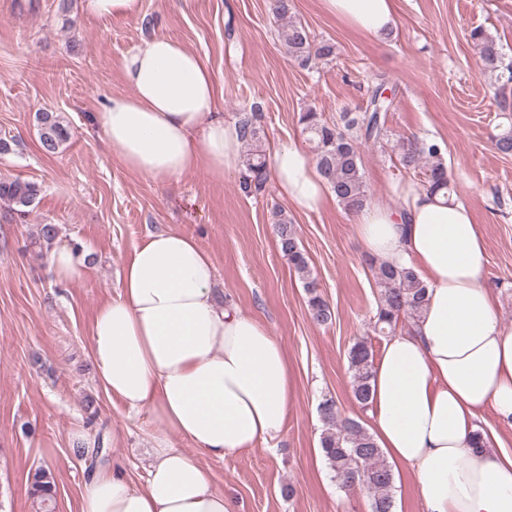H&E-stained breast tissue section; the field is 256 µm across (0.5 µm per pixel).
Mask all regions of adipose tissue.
<instances>
[{
	"label": "adipose tissue",
	"instance_id": "obj_1",
	"mask_svg": "<svg viewBox=\"0 0 512 512\" xmlns=\"http://www.w3.org/2000/svg\"><path fill=\"white\" fill-rule=\"evenodd\" d=\"M363 33L395 26L393 0H322ZM126 95L93 124L110 157L160 185L234 168L239 126L216 110L214 76L177 40L156 36L121 64ZM269 178L293 209L331 199L307 151L282 143ZM401 206L371 204L354 231L377 261L411 266L428 286L419 319L383 344L374 363L370 431L389 462L414 475L426 512H512V454L481 434L485 410L512 425V330L485 282L487 254L469 208L408 187ZM215 266L196 238L147 232L125 262L116 296L96 311L89 351L104 391L154 426L144 486L120 466L92 473L80 512H233L202 457L228 458L278 438L297 388L284 350L257 317L217 297ZM189 441L194 454L174 447Z\"/></svg>",
	"mask_w": 512,
	"mask_h": 512
}]
</instances>
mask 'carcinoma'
Here are the masks:
<instances>
[{
	"label": "carcinoma",
	"mask_w": 512,
	"mask_h": 512,
	"mask_svg": "<svg viewBox=\"0 0 512 512\" xmlns=\"http://www.w3.org/2000/svg\"><path fill=\"white\" fill-rule=\"evenodd\" d=\"M292 0H273L272 11L284 22L281 37L288 56L302 67L314 60H329L336 54L335 44L317 40L302 24L291 18ZM470 41L477 48L482 74L512 83V62H505L496 41L485 30L476 27L470 31ZM386 83L375 84L362 112H343L340 122H329L313 109L300 113L298 122L313 144L315 161L321 176L334 194L336 201L349 212H358L369 203L363 181L361 146L381 144L388 139L387 118L394 98L386 95ZM241 140L249 146L242 160L244 189L259 192L267 183L266 153L259 146L263 130L256 116L245 117L238 123ZM69 139V131L54 115L40 117L39 141L43 150L54 154ZM399 164L405 170H422L421 185L432 195L452 198L450 174L439 142L426 138H400L393 145ZM40 185L21 178L0 179V201L22 214L40 194ZM277 217L278 246L288 258L291 268L300 276L308 295V312L312 322L326 325L332 321L330 305L318 291V283L310 269L309 259L302 248L294 224ZM376 279L381 298L374 323V332L388 336L405 319H416L427 293V285L412 267H394L381 264L376 268ZM375 353L372 341L362 338L348 352L351 387L358 404L367 406L371 397ZM325 432L321 448L333 472V477L344 490L356 486L372 493V512H394L392 495L394 472L373 436L357 421L343 418L337 405L326 400L320 405ZM29 493L38 512H53L56 501V481L47 467H37L30 475Z\"/></svg>",
	"instance_id": "cac0c4a2"
}]
</instances>
